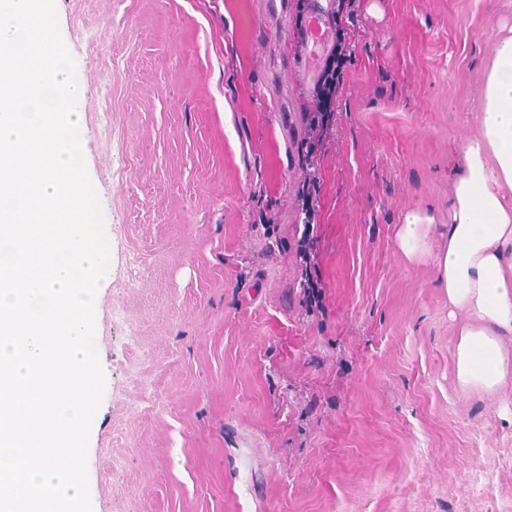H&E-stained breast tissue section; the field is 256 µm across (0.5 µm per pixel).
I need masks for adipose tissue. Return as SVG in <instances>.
<instances>
[{"instance_id": "obj_1", "label": "adipose tissue", "mask_w": 512, "mask_h": 512, "mask_svg": "<svg viewBox=\"0 0 512 512\" xmlns=\"http://www.w3.org/2000/svg\"><path fill=\"white\" fill-rule=\"evenodd\" d=\"M432 221L407 214L397 232L411 262L433 260L449 315L464 314L453 347L461 393L501 395L512 384V35L487 75L478 131L465 143L449 206L448 242L432 249Z\"/></svg>"}]
</instances>
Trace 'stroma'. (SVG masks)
Segmentation results:
<instances>
[{
  "instance_id": "obj_1",
  "label": "stroma",
  "mask_w": 512,
  "mask_h": 512,
  "mask_svg": "<svg viewBox=\"0 0 512 512\" xmlns=\"http://www.w3.org/2000/svg\"><path fill=\"white\" fill-rule=\"evenodd\" d=\"M280 2L57 0L112 246L93 512H512V386L456 389L448 298L396 240L412 211L447 237L512 0L331 16L355 47L313 157Z\"/></svg>"
}]
</instances>
